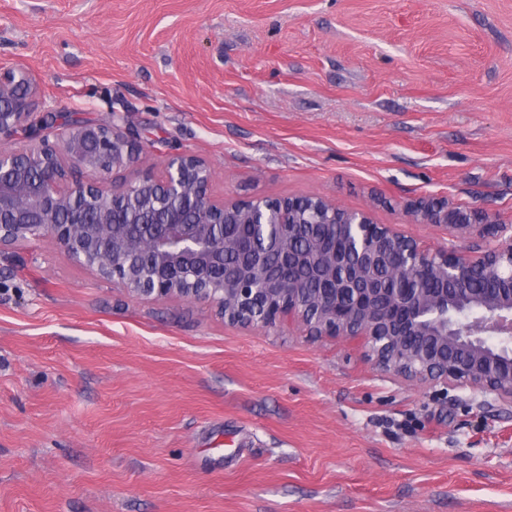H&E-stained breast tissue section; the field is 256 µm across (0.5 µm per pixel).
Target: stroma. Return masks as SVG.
<instances>
[{
	"label": "stroma",
	"instance_id": "1",
	"mask_svg": "<svg viewBox=\"0 0 512 512\" xmlns=\"http://www.w3.org/2000/svg\"><path fill=\"white\" fill-rule=\"evenodd\" d=\"M41 109L119 114L228 201L325 195L431 250L512 228V0H0ZM0 512H512V406L363 347L0 252ZM408 212L431 224H446L448 219V228L461 235L476 233L483 238H497L506 228L504 224H482L485 216L476 210L461 207L449 209L447 202L433 199L413 202Z\"/></svg>",
	"mask_w": 512,
	"mask_h": 512
}]
</instances>
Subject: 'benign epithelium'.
<instances>
[{
    "label": "benign epithelium",
    "instance_id": "1",
    "mask_svg": "<svg viewBox=\"0 0 512 512\" xmlns=\"http://www.w3.org/2000/svg\"><path fill=\"white\" fill-rule=\"evenodd\" d=\"M22 68L0 71V251L50 238L74 264L141 299L214 304L224 320L264 329L288 318L313 336L360 339L373 369L428 387H468L512 403V287L475 294L483 273L512 284V236L472 258L430 252L364 212L345 211V248L325 243L336 216L322 196L214 197V169L197 154L171 155L133 178L144 145L121 118L71 124L51 139ZM87 172L82 179L78 174ZM408 212L447 224L448 203ZM496 238L504 224H448ZM446 288H390L391 271Z\"/></svg>",
    "mask_w": 512,
    "mask_h": 512
}]
</instances>
